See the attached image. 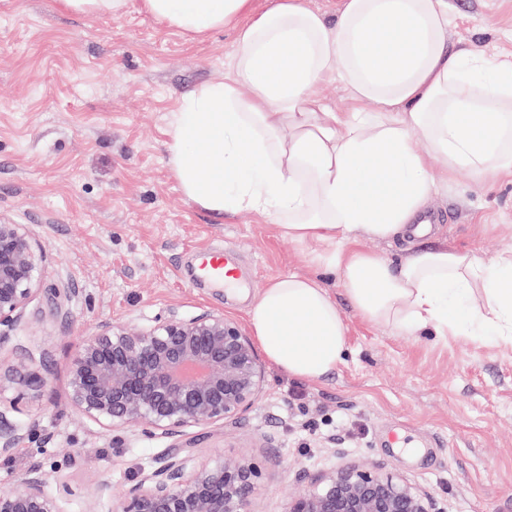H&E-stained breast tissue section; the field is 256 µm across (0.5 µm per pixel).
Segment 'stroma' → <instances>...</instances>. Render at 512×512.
<instances>
[{
	"label": "stroma",
	"mask_w": 512,
	"mask_h": 512,
	"mask_svg": "<svg viewBox=\"0 0 512 512\" xmlns=\"http://www.w3.org/2000/svg\"><path fill=\"white\" fill-rule=\"evenodd\" d=\"M448 11L451 48L512 58V0H448ZM233 51L231 29L191 41L140 0L112 17L72 14L58 0H0V222L24 225L46 255L39 291L0 348V367L26 354L46 381L0 392V411L30 435L0 459V490L40 465L72 486L65 512H84L103 482L111 490L98 510L112 512L140 469L178 444L201 461L257 462L251 512H286L311 478L348 463L385 466L448 512H512V344L397 334L363 318L330 273L347 355L327 379L263 363L250 410L174 438L114 429L72 405L70 360L99 321L210 313L246 333L248 308L272 279L318 272L310 246L269 219L187 200L168 165L171 112L223 80ZM429 209L449 248L487 265L512 249V178L458 170ZM203 246L238 249L245 287L191 285Z\"/></svg>",
	"instance_id": "1"
}]
</instances>
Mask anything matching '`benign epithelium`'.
I'll use <instances>...</instances> for the list:
<instances>
[{
    "instance_id": "benign-epithelium-1",
    "label": "benign epithelium",
    "mask_w": 512,
    "mask_h": 512,
    "mask_svg": "<svg viewBox=\"0 0 512 512\" xmlns=\"http://www.w3.org/2000/svg\"><path fill=\"white\" fill-rule=\"evenodd\" d=\"M44 250L20 224H0V344L35 297ZM262 372L254 346L222 315L168 317L147 327L109 321L77 345L69 395L83 414L112 428L175 436L235 418L254 404ZM26 435L0 411V457ZM251 461L200 462L183 447L168 449L141 472L114 512H250L259 478ZM48 474L28 470L19 487L0 492V512H65V484L47 489ZM287 512H447L429 492L382 467L341 466L312 479Z\"/></svg>"
}]
</instances>
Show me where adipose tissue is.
Masks as SVG:
<instances>
[{"label":"adipose tissue","instance_id":"adipose-tissue-1","mask_svg":"<svg viewBox=\"0 0 512 512\" xmlns=\"http://www.w3.org/2000/svg\"><path fill=\"white\" fill-rule=\"evenodd\" d=\"M188 39L236 30L223 81L185 95L170 121L168 164L184 196L220 215L254 212L320 256L366 319L410 336L467 333L512 341V252L492 267L442 240L414 239L438 185L459 168L512 176V62L448 48V0H341L335 18L301 0L257 13L252 0H141ZM250 15L240 24L242 15ZM342 79L348 111L320 95ZM407 241L398 265L358 239ZM249 324L283 373L320 381L346 333L317 278L273 279Z\"/></svg>","mask_w":512,"mask_h":512}]
</instances>
